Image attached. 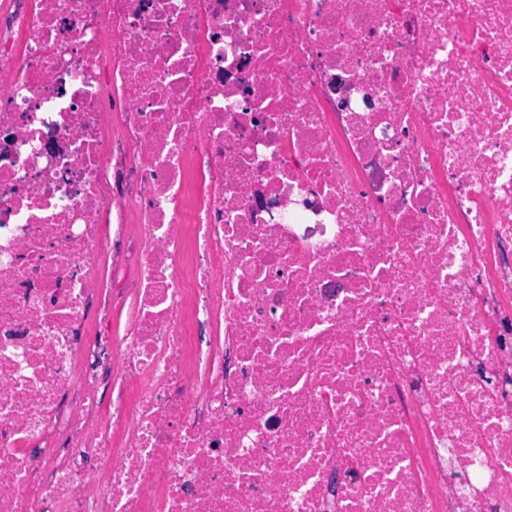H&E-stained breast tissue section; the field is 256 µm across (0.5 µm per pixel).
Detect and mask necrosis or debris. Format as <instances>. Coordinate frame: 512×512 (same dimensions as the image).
Here are the masks:
<instances>
[{"label": "necrosis or debris", "mask_w": 512, "mask_h": 512, "mask_svg": "<svg viewBox=\"0 0 512 512\" xmlns=\"http://www.w3.org/2000/svg\"><path fill=\"white\" fill-rule=\"evenodd\" d=\"M0 512H512V0H10Z\"/></svg>", "instance_id": "1"}]
</instances>
